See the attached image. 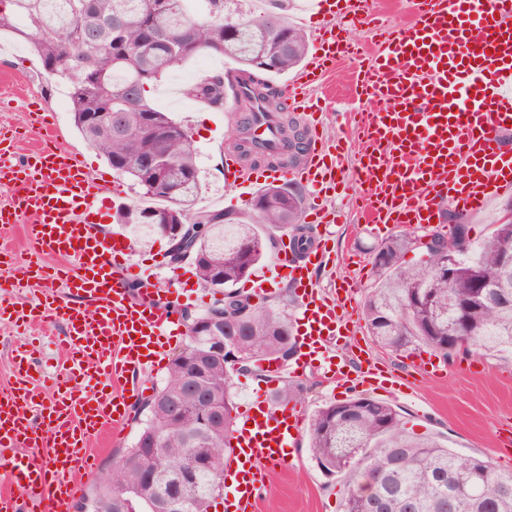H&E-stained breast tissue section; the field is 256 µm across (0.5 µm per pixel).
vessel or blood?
<instances>
[{
  "label": "vessel or blood",
  "instance_id": "b4317fda",
  "mask_svg": "<svg viewBox=\"0 0 512 512\" xmlns=\"http://www.w3.org/2000/svg\"><path fill=\"white\" fill-rule=\"evenodd\" d=\"M362 43L340 39L325 28L310 57L290 78L286 92L301 114L308 147L293 167L245 170L224 161V180L246 190L266 181H291L312 196L355 193L340 174L339 143L319 134L322 116L312 90L322 86L339 55L362 56ZM352 97L360 107L355 126L364 148L358 172L369 188L359 193L363 218L379 231L438 224L444 207L461 214L482 209L487 199L512 187V0H417L413 19L388 32L375 62L359 70ZM43 131L41 147L21 154V132H0L1 224L22 225L36 254L64 258L50 268L40 262L12 267L0 261V289L35 288L43 302L27 310L0 305V318L25 325L59 317L66 325L61 377L51 396L33 388L35 363L28 351L15 355L16 384L0 389V462L10 467V486L0 489V512H71L83 479L96 469L95 435H122L139 391L129 376L160 367L179 335L180 299L157 286L161 266L135 263L137 302L117 267L131 245L100 230L92 215L101 185L82 156L57 146L60 129L45 115L27 120ZM248 134L262 152L281 150L277 117L249 116ZM332 258L325 240L288 241L278 265L301 288L296 316L295 369L323 370L341 387L361 381L386 384L371 357L343 366L332 339L353 335L349 318L315 283ZM305 430L294 407L247 403L237 413L231 452L224 464V497L234 512H260L268 468L287 467L288 450ZM45 449L44 460L20 449Z\"/></svg>",
  "mask_w": 512,
  "mask_h": 512
}]
</instances>
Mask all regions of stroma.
<instances>
[{"label": "stroma", "instance_id": "1", "mask_svg": "<svg viewBox=\"0 0 512 512\" xmlns=\"http://www.w3.org/2000/svg\"><path fill=\"white\" fill-rule=\"evenodd\" d=\"M351 74V63L339 64L329 80L335 92L323 100V135L328 139L343 138L349 148L346 167L350 170L356 168L359 159L356 137L342 119L350 109L351 98L346 89ZM62 98V88L45 80L44 70L30 49L19 48L16 40L0 36V127L24 125L35 104L48 112L62 132L59 147L77 150L91 173L111 181L114 191L102 203L100 220L106 232L119 231L120 226L114 221L116 207L138 201L141 189L84 143L68 108L61 104ZM150 99L188 128L199 150L203 188L198 208H244L247 198L226 185L223 176L224 156L233 150L235 121L226 113L196 103L187 107L170 103L157 88L151 89ZM335 207L341 212L338 223L319 225L317 232L334 250L336 262L319 270L316 279L318 288L332 296L342 281L355 285L354 292L341 303L344 314L354 322L355 334L335 342L337 356L346 363L362 348L370 352L380 370L391 373L396 381L394 389L378 392L377 397L396 408L406 431L432 435L459 456L481 455L500 468L512 469V363L493 357L477 358L462 351L446 359L425 352L421 358L426 367L419 370L413 368L411 357L378 347L365 329L363 304L375 280L371 256L384 237L368 230L355 200L336 202ZM509 209L512 190L493 195L486 208L476 214L446 211L445 221L467 225L471 240L480 241ZM64 332L65 325L60 320H50L30 330L31 335L42 339L35 358L42 371L40 386L46 393L51 390L62 357ZM291 384L297 387L296 398L308 416L323 405L364 393L360 387L332 389L316 370L295 376ZM292 453L296 458L294 467L269 470L261 512H339L343 481L320 470L307 440H300Z\"/></svg>", "mask_w": 512, "mask_h": 512}]
</instances>
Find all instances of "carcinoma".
Instances as JSON below:
<instances>
[{"mask_svg": "<svg viewBox=\"0 0 512 512\" xmlns=\"http://www.w3.org/2000/svg\"><path fill=\"white\" fill-rule=\"evenodd\" d=\"M154 2L150 9L146 0H9L10 11H0V34L26 42L49 77L68 80L69 111L86 144L130 177L141 197L162 201L156 207L137 202L120 221L147 229L137 237L142 245L180 219L199 223L184 257L194 260L203 287L224 293L208 308L224 319V358L210 363L202 394L181 389L207 347L205 337L189 334L170 359L164 382L134 407V420L146 415L136 442L81 497L77 512H114V485L131 491L125 512H156V494L145 484L140 460V449L155 436L163 438L154 463L158 469L183 463L198 450L212 451L211 467H197L190 487L168 482L162 488L184 499L183 512H208L224 489L236 420L232 361L285 360L296 346L288 312L264 304L239 306L227 298L275 248L276 233L292 228L298 240L309 239L310 228L301 224V193L270 184L241 211H193L202 184L198 149L186 126L152 105L147 87L186 60L230 56L238 74L207 75L190 85L187 96L215 111L232 98L244 112H274L282 140L298 147L296 121L265 74L286 73L303 63L307 37L291 22L290 0H267L261 10L255 0H201L200 13L190 9L192 0ZM90 112L120 113V128L88 123ZM159 152L163 165L145 169L143 159ZM412 246L413 236L401 232L379 248L376 284L363 305L374 340L392 352L410 354L425 346L446 359L453 353L448 337L460 332L468 337V352L512 360V268L503 265L512 252V229L498 224L477 245L456 242L450 254L444 243L428 261L406 266L404 255ZM450 255L457 261L451 282L441 274ZM477 279L507 302L471 308L464 327L455 306L473 293ZM167 394L179 401L178 410L157 405ZM307 437L324 473L349 477L340 512H512L511 469L501 470L483 456L460 457L431 438L404 433L400 415L387 402L357 396L326 404L311 415ZM366 480L379 501L376 510L354 497Z\"/></svg>", "mask_w": 512, "mask_h": 512, "instance_id": "cac0c4a2", "label": "carcinoma"}]
</instances>
